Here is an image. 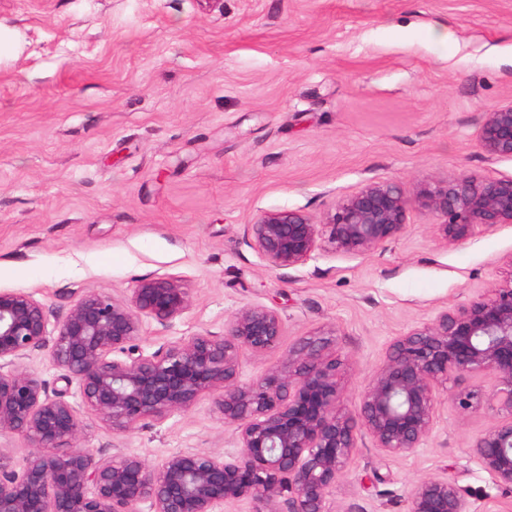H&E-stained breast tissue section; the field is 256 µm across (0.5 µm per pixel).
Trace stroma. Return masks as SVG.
I'll return each instance as SVG.
<instances>
[{"label":"stroma","instance_id":"1","mask_svg":"<svg viewBox=\"0 0 512 512\" xmlns=\"http://www.w3.org/2000/svg\"><path fill=\"white\" fill-rule=\"evenodd\" d=\"M509 103L512 0H0V291L32 294L53 323L84 295L121 301L139 279L177 278L191 306L166 328L143 319V355L264 305L285 333L243 355L242 382L323 334L356 410L390 340L512 280V225L454 243L416 209L385 248H326L295 270L269 268L244 228L278 208L324 222L374 182L411 197L462 173L512 177V159L478 142L484 114ZM20 365L81 406L49 349ZM436 417L415 455L364 445L333 512H407L432 476L474 512H512L466 460L489 417L444 393ZM78 444L152 464L237 451L207 397L121 435L88 420Z\"/></svg>","mask_w":512,"mask_h":512}]
</instances>
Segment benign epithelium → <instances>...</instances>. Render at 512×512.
<instances>
[{
  "instance_id": "obj_1",
  "label": "benign epithelium",
  "mask_w": 512,
  "mask_h": 512,
  "mask_svg": "<svg viewBox=\"0 0 512 512\" xmlns=\"http://www.w3.org/2000/svg\"><path fill=\"white\" fill-rule=\"evenodd\" d=\"M479 144L492 159L512 158V103L485 114ZM415 206L444 218L445 240L464 241L479 229L512 224V177L461 174L414 198L376 182L335 201L325 224L300 210H271L247 225L246 239L269 267L297 269L324 242L347 256L385 248L406 233ZM189 307L178 280L148 277L123 302L83 296L51 329L30 293L0 292V434L31 444L19 467L0 452V512H140L145 503L150 512H220L241 504L276 512L284 494L289 512H332V490L365 442L388 456L417 452L434 429L436 392L451 379L484 374L496 379L492 392L462 387L449 397L460 411L482 409L494 420L472 440L469 460L512 491V279L395 338L354 414L343 405L345 359L325 338L299 340L282 364L251 384L240 381L242 354H263L284 333L281 317L264 305L236 312L221 335L134 355L142 319L164 328ZM47 346L65 378L78 380L85 413L112 433L185 412L207 395L234 429L238 452L176 453L150 465L138 455L103 457L74 446L82 413L18 367ZM114 351L127 359L110 358ZM6 365L13 369L3 371ZM408 512L472 506L452 480L432 477L415 484Z\"/></svg>"
}]
</instances>
